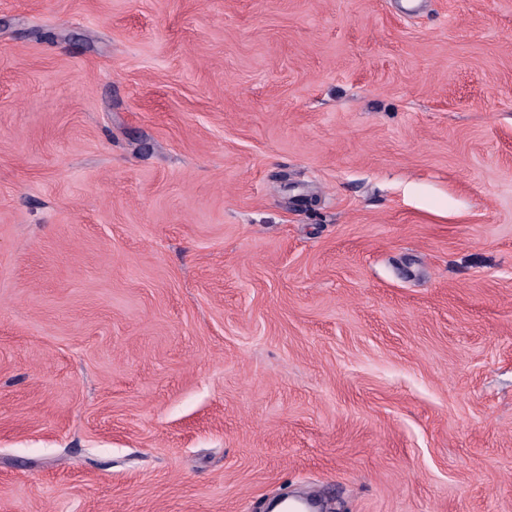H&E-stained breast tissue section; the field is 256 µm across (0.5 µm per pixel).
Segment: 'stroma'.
I'll return each mask as SVG.
<instances>
[{"label":"stroma","instance_id":"1","mask_svg":"<svg viewBox=\"0 0 512 512\" xmlns=\"http://www.w3.org/2000/svg\"><path fill=\"white\" fill-rule=\"evenodd\" d=\"M512 512V0H0V512Z\"/></svg>","mask_w":512,"mask_h":512}]
</instances>
